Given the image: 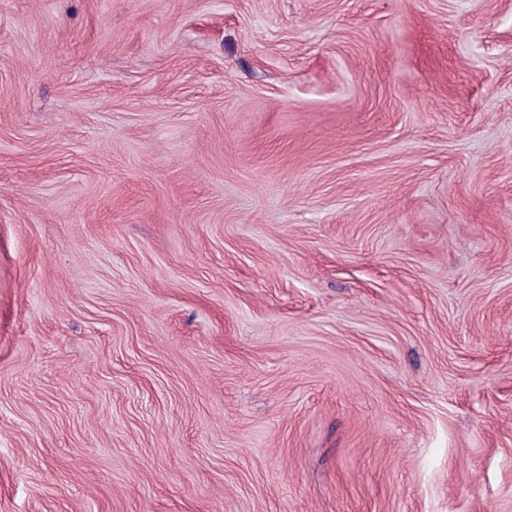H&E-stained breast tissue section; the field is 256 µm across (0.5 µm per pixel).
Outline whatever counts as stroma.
I'll return each mask as SVG.
<instances>
[{
    "mask_svg": "<svg viewBox=\"0 0 512 512\" xmlns=\"http://www.w3.org/2000/svg\"><path fill=\"white\" fill-rule=\"evenodd\" d=\"M0 512H512V0H0Z\"/></svg>",
    "mask_w": 512,
    "mask_h": 512,
    "instance_id": "1",
    "label": "stroma"
}]
</instances>
